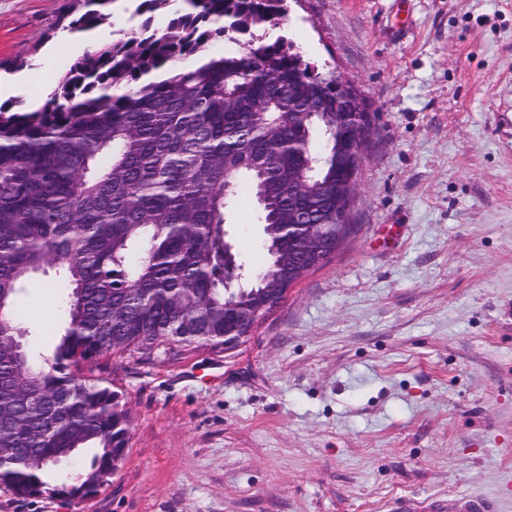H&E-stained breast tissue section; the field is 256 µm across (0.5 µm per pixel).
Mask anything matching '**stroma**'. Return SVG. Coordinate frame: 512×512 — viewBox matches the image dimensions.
Instances as JSON below:
<instances>
[{
	"label": "stroma",
	"instance_id": "obj_1",
	"mask_svg": "<svg viewBox=\"0 0 512 512\" xmlns=\"http://www.w3.org/2000/svg\"><path fill=\"white\" fill-rule=\"evenodd\" d=\"M73 0H0L13 108L90 46ZM274 30L376 115L355 230L251 337L113 356L128 452L97 493L0 512H512V0H287ZM257 204L228 239L266 261ZM54 270L19 298L54 321Z\"/></svg>",
	"mask_w": 512,
	"mask_h": 512
}]
</instances>
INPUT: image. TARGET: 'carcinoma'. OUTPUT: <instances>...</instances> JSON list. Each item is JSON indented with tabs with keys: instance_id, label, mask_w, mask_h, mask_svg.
Returning <instances> with one entry per match:
<instances>
[{
	"instance_id": "1",
	"label": "carcinoma",
	"mask_w": 512,
	"mask_h": 512,
	"mask_svg": "<svg viewBox=\"0 0 512 512\" xmlns=\"http://www.w3.org/2000/svg\"><path fill=\"white\" fill-rule=\"evenodd\" d=\"M67 25L92 31L113 0H74ZM285 0H181L167 29L150 19L89 47L45 102L0 104V486L27 498H82L127 456L132 414L104 360L171 343L224 347L275 305L309 263L336 253V112L323 76L283 36ZM240 52L183 61L222 38ZM304 188L321 251L284 236ZM257 196L269 262L247 269L226 241L228 210ZM58 269L64 332L38 362L17 298Z\"/></svg>"
}]
</instances>
